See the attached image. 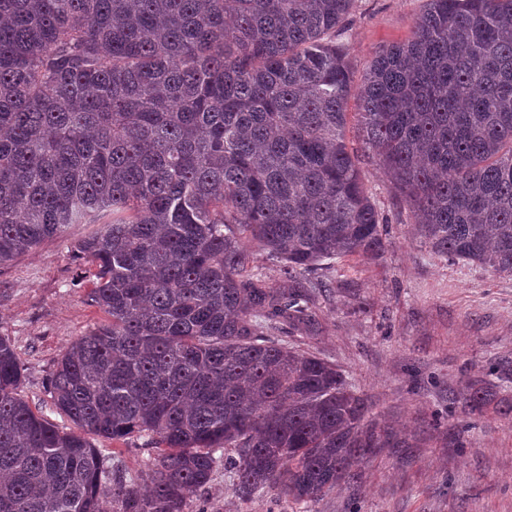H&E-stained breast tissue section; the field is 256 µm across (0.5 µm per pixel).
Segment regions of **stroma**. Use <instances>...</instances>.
<instances>
[{
    "label": "stroma",
    "mask_w": 512,
    "mask_h": 512,
    "mask_svg": "<svg viewBox=\"0 0 512 512\" xmlns=\"http://www.w3.org/2000/svg\"><path fill=\"white\" fill-rule=\"evenodd\" d=\"M426 0H358L345 44L354 80L382 47L412 36ZM346 141L364 184L388 221L373 257L335 260L312 288L313 326L282 327L288 344L335 363L370 403L367 420L383 446L359 462L356 483L313 502L270 490L243 500L233 472L217 469L187 512H512V276L435 254L418 234L403 197L363 148L348 104ZM76 224L0 268V334L25 367L21 396L49 415L46 376L68 344L105 321L87 301L93 266L79 263ZM485 388L481 412L461 398ZM113 469L141 476L154 457L148 437L94 438Z\"/></svg>",
    "instance_id": "1"
}]
</instances>
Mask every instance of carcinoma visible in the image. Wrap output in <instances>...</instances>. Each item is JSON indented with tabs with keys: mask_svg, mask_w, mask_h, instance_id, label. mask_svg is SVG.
I'll use <instances>...</instances> for the list:
<instances>
[{
	"mask_svg": "<svg viewBox=\"0 0 512 512\" xmlns=\"http://www.w3.org/2000/svg\"><path fill=\"white\" fill-rule=\"evenodd\" d=\"M356 0H0V266L73 224L108 322L19 397L0 335V512H185L218 465L241 499L314 501L379 439L336 364L265 334L314 321L298 280L375 255L366 149L445 259L512 275V0H427L354 84ZM152 436L141 489L88 439ZM254 252V271L261 274L266 280L276 286H285L292 284L290 280L292 276L288 274V269L283 266H276L269 263L265 255L256 247H253Z\"/></svg>",
	"mask_w": 512,
	"mask_h": 512,
	"instance_id": "carcinoma-1",
	"label": "carcinoma"
}]
</instances>
